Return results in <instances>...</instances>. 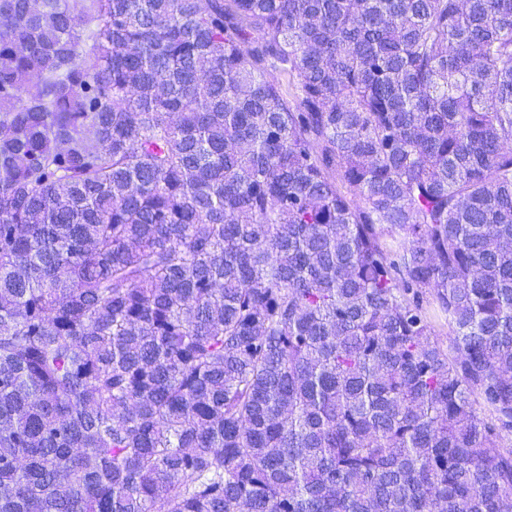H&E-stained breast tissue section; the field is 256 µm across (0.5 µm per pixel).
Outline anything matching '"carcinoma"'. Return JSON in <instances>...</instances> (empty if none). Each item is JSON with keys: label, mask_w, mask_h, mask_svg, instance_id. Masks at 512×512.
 I'll use <instances>...</instances> for the list:
<instances>
[{"label": "carcinoma", "mask_w": 512, "mask_h": 512, "mask_svg": "<svg viewBox=\"0 0 512 512\" xmlns=\"http://www.w3.org/2000/svg\"><path fill=\"white\" fill-rule=\"evenodd\" d=\"M73 2L0 0V512H512V0ZM434 325V340L450 355L454 354V333L448 321L445 319V315L436 311L433 318Z\"/></svg>", "instance_id": "1"}]
</instances>
